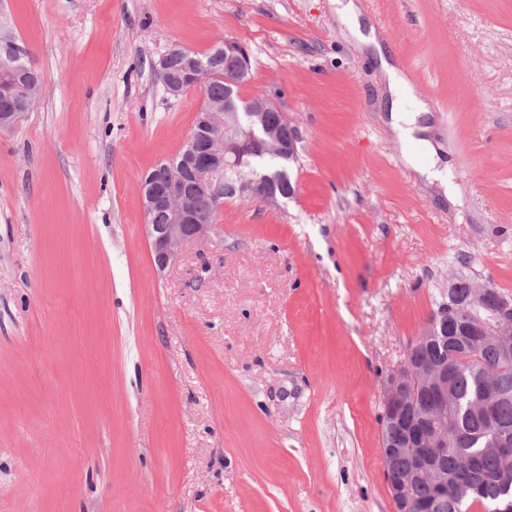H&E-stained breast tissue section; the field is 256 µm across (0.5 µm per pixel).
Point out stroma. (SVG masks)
I'll return each instance as SVG.
<instances>
[{"mask_svg": "<svg viewBox=\"0 0 512 512\" xmlns=\"http://www.w3.org/2000/svg\"><path fill=\"white\" fill-rule=\"evenodd\" d=\"M429 112L447 200L333 0H0L45 93L0 134V512H395L383 383L454 278L512 295V0H356ZM248 47L293 198L158 270L140 187Z\"/></svg>", "mask_w": 512, "mask_h": 512, "instance_id": "stroma-1", "label": "stroma"}]
</instances>
